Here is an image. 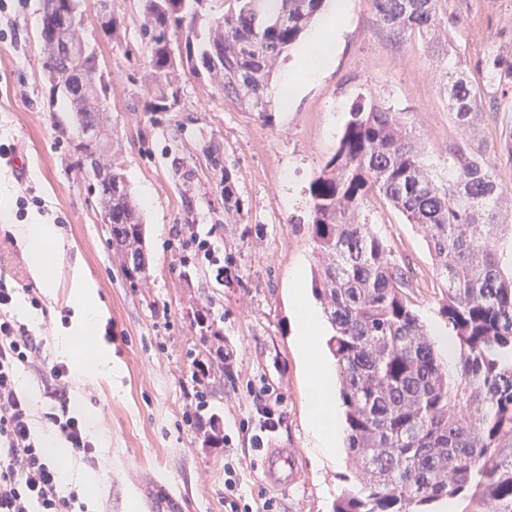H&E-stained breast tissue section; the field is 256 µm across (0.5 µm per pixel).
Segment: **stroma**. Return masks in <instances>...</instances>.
I'll use <instances>...</instances> for the list:
<instances>
[{
	"mask_svg": "<svg viewBox=\"0 0 512 512\" xmlns=\"http://www.w3.org/2000/svg\"><path fill=\"white\" fill-rule=\"evenodd\" d=\"M40 0H8L0 11V142L14 145L26 160L16 171L0 159V182L11 198L37 197L46 223L55 224L67 258L81 257L95 281L106 318L99 342L108 343L122 366L113 380L70 381L72 403L93 411L107 439L95 462L71 454L72 471L101 472L106 481L91 512H168L171 501L187 512H224V451L206 444L183 414L195 391L205 394L202 418L218 415L240 458H251L241 473L247 497L262 491L261 456H249L240 431L250 419L252 392L272 389L281 423L267 442L291 448L301 470L298 482L277 492L280 512H331L345 486L346 453L329 459L312 446L305 422L306 372L288 303L291 275L310 280L315 259L303 220L308 187L334 154L349 108L358 94L404 113L427 162L446 166L448 146L469 134L503 177L512 179V0H442L445 31L420 39L393 40L376 20L372 0H348L336 53L320 79L294 75L300 94L274 112L271 122L226 105L221 95L195 78L182 81L180 109L154 122L136 105L149 85L131 82L144 67L136 48L139 0H112L123 22V41L105 37L95 24L96 0H81L86 16L82 35L110 78L108 96L112 138L135 199L149 198L142 212L147 270L130 281L112 252L89 176L72 140L61 137L58 121L66 113L48 104L44 53L37 41ZM448 43L460 70L481 101L496 98L497 109L474 115L468 131L453 120L448 99V62L438 46ZM497 62L500 81L488 83L487 67ZM223 148L239 180L244 210L239 223L224 221V202L207 170L205 148ZM196 166L192 194H185L172 167L174 158ZM192 219L220 258L232 259L221 276L176 230ZM374 231L409 266L413 298L421 320L441 321L435 301L433 261L421 229L386 202L368 214ZM0 224V280L17 288V302L42 303L27 323L54 341L68 325L70 281L60 271L54 291L32 278L25 250L5 239ZM219 330L232 357L224 373L201 376L206 326Z\"/></svg>",
	"mask_w": 512,
	"mask_h": 512,
	"instance_id": "obj_1",
	"label": "stroma"
}]
</instances>
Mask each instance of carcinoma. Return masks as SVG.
Instances as JSON below:
<instances>
[{"mask_svg":"<svg viewBox=\"0 0 512 512\" xmlns=\"http://www.w3.org/2000/svg\"><path fill=\"white\" fill-rule=\"evenodd\" d=\"M67 0H42L39 38L49 74L72 68L59 47L71 41L56 18ZM141 0L139 40L147 52L142 78L152 87L144 112H175L181 78L189 73L257 113L276 111L272 85L281 63L320 14L325 0ZM440 0H373L377 21L391 38L427 37L441 24ZM184 51L172 52L173 38ZM94 82H75L60 96L70 134L73 118L94 125L112 149L107 121L110 80L90 50ZM456 122L467 127L480 101L463 74L448 69ZM49 98L50 103L57 100ZM220 147L205 150L211 169ZM220 170V169H218ZM91 180L101 215L112 217V250L130 279L146 274L144 224L125 171L97 163ZM224 223L243 211L238 179L224 167L216 178ZM512 182L460 138L448 146V176L417 150L401 113L359 94L349 109L336 153L309 186L310 244L315 257L312 292L331 329L326 346L338 367L346 454L354 483L332 512H430L428 506L470 495L471 512H512V221L502 220ZM383 199L425 233L439 282L438 314L455 338V378L440 363L430 331L411 296L410 270L364 220ZM210 345L204 364L223 366L228 353ZM205 442L224 444L212 418Z\"/></svg>","mask_w":512,"mask_h":512,"instance_id":"obj_1","label":"carcinoma"}]
</instances>
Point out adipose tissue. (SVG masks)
I'll list each match as a JSON object with an SVG mask.
<instances>
[{
    "label": "adipose tissue",
    "instance_id": "1",
    "mask_svg": "<svg viewBox=\"0 0 512 512\" xmlns=\"http://www.w3.org/2000/svg\"><path fill=\"white\" fill-rule=\"evenodd\" d=\"M346 11L347 0H336L331 14L311 36L299 64L308 79H318L323 64L330 60L341 33L338 20ZM11 230L23 244L35 277L44 287H51L55 261L63 254L53 225L42 223L36 217L28 224H12ZM70 303L73 316L69 327L55 341L56 354L66 360L78 377L84 380L117 374L118 367L113 364L105 348H97L90 361L80 352L81 344L90 341L95 335L103 319V312L95 283L86 276L82 265L78 263L73 266ZM292 307L303 354L310 365L307 388L309 428L320 448L332 456L344 437L340 412L336 406V373L319 353L318 340L322 327L302 286H295L293 290Z\"/></svg>",
    "mask_w": 512,
    "mask_h": 512
}]
</instances>
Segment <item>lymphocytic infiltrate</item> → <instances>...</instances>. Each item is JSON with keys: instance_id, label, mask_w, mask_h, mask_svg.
Here are the masks:
<instances>
[{"instance_id": "lymphocytic-infiltrate-1", "label": "lymphocytic infiltrate", "mask_w": 512, "mask_h": 512, "mask_svg": "<svg viewBox=\"0 0 512 512\" xmlns=\"http://www.w3.org/2000/svg\"><path fill=\"white\" fill-rule=\"evenodd\" d=\"M14 291L0 283V512H77L75 494L61 486V466L34 436L31 411L16 384L19 367L38 372L56 403L46 420L70 448L94 461L96 448L82 419L70 409L68 369L48 363L44 340L9 314Z\"/></svg>"}]
</instances>
